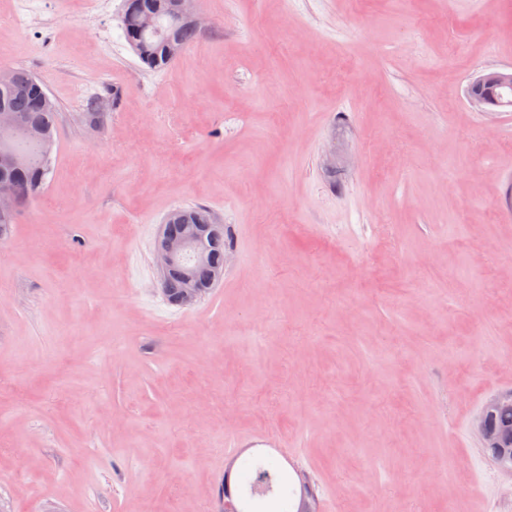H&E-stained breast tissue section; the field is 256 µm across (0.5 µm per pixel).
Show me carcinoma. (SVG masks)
I'll list each match as a JSON object with an SVG mask.
<instances>
[{
	"label": "carcinoma",
	"instance_id": "1",
	"mask_svg": "<svg viewBox=\"0 0 512 512\" xmlns=\"http://www.w3.org/2000/svg\"><path fill=\"white\" fill-rule=\"evenodd\" d=\"M176 0H160L161 24L157 29L141 32L136 26L135 13L126 8L122 16V29L126 42L137 55L141 63L152 72L168 70L174 60L168 58L166 44L177 41L182 47L192 45L200 35V30L179 22L171 10ZM16 78L10 84L0 87V103L18 114L29 138L22 140L19 146L32 156L29 166L10 175V179L24 197V203L37 200L47 184V177L56 159V129L59 118V106L50 97L44 82L25 69L14 70ZM95 98H90L83 120L86 126L94 130H104L108 116L104 112L93 111ZM213 211L204 205L179 207L166 215L163 224L168 234L180 236L185 224H213ZM208 261L197 264L192 255L185 262L193 268L196 286L209 294L220 282L224 274V224L214 228L211 238L206 240ZM186 287L182 275V266H175L161 281V290L166 300L174 304ZM249 488L263 497L277 488L289 484L283 473L257 463L244 468Z\"/></svg>",
	"mask_w": 512,
	"mask_h": 512
}]
</instances>
